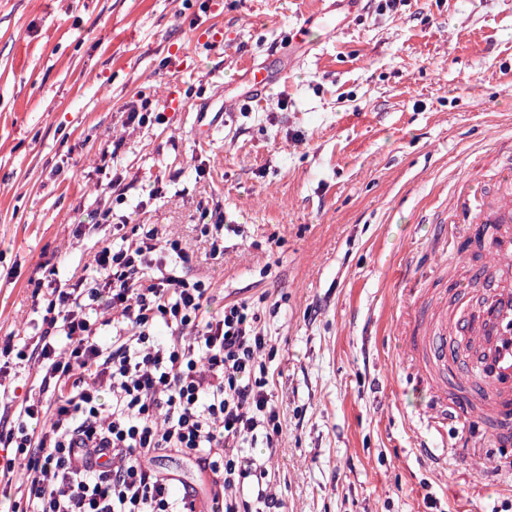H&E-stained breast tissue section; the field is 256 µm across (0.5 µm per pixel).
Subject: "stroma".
Segmentation results:
<instances>
[{
  "label": "stroma",
  "mask_w": 512,
  "mask_h": 512,
  "mask_svg": "<svg viewBox=\"0 0 512 512\" xmlns=\"http://www.w3.org/2000/svg\"><path fill=\"white\" fill-rule=\"evenodd\" d=\"M320 3L0 0V340L32 336L41 285L93 268L113 225H157L210 312L259 306L282 433L276 456L251 454L283 512H491L512 501V450L479 424L428 428L393 272L439 264L428 301L482 287L438 227L458 185L491 198L512 172L495 145L512 136V0H360L245 101L242 68L279 71ZM146 102L164 122L126 125ZM206 206L233 227L218 260Z\"/></svg>",
  "instance_id": "stroma-1"
}]
</instances>
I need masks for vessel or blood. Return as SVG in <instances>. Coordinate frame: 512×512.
Masks as SVG:
<instances>
[{"label": "vessel or blood", "mask_w": 512, "mask_h": 512, "mask_svg": "<svg viewBox=\"0 0 512 512\" xmlns=\"http://www.w3.org/2000/svg\"><path fill=\"white\" fill-rule=\"evenodd\" d=\"M243 77L257 101L274 82L272 74L252 65L245 68ZM448 211L452 221L441 231L449 242L469 236L473 226L483 227L481 248L489 261L482 274L490 286L481 293L477 321H462L449 317L446 309L430 313L419 304L421 287L433 278L434 268L413 276L398 273L409 299L397 322L403 361L415 379L427 385L434 423L477 419L497 443L512 446V198L488 203L465 187L450 196ZM463 338L477 349L472 357L478 375L474 381L448 375V357ZM488 382L496 391L490 402L480 394Z\"/></svg>", "instance_id": "b4317fda"}]
</instances>
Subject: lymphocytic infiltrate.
Instances as JSON below:
<instances>
[{"label":"lymphocytic infiltrate","instance_id":"obj_1","mask_svg":"<svg viewBox=\"0 0 512 512\" xmlns=\"http://www.w3.org/2000/svg\"><path fill=\"white\" fill-rule=\"evenodd\" d=\"M133 234L96 253L94 277L52 289L29 349L0 347L35 357L41 379L0 422L14 451L0 476L23 470L11 512H199L192 484L152 466L170 453L207 482L209 512H279L248 454L282 433L260 315L241 302L204 317L210 287L182 272L181 241L152 224Z\"/></svg>","mask_w":512,"mask_h":512}]
</instances>
